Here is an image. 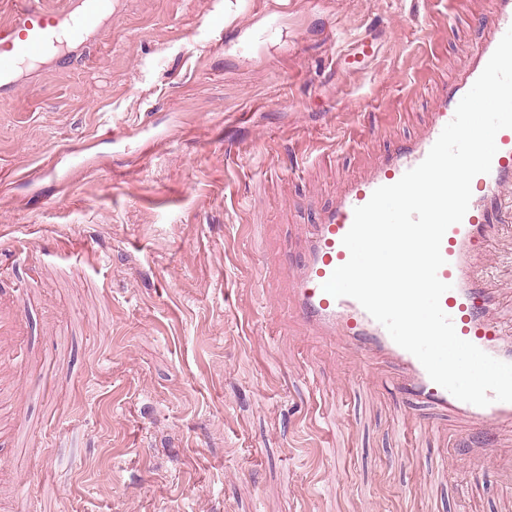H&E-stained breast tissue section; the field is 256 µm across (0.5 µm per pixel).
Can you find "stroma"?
Masks as SVG:
<instances>
[{"mask_svg": "<svg viewBox=\"0 0 512 512\" xmlns=\"http://www.w3.org/2000/svg\"><path fill=\"white\" fill-rule=\"evenodd\" d=\"M493 10L121 0L0 99V512H512V435L457 447L465 418L286 315L307 226ZM474 264L512 308V208ZM379 38L374 33H367L357 38L348 50L342 54L339 66L343 70L351 71L361 67L369 58L380 50Z\"/></svg>", "mask_w": 512, "mask_h": 512, "instance_id": "stroma-1", "label": "stroma"}]
</instances>
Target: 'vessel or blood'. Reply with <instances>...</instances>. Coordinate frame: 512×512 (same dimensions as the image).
Instances as JSON below:
<instances>
[{"label": "vessel or blood", "mask_w": 512, "mask_h": 512, "mask_svg": "<svg viewBox=\"0 0 512 512\" xmlns=\"http://www.w3.org/2000/svg\"><path fill=\"white\" fill-rule=\"evenodd\" d=\"M12 2L9 21L0 24V98L17 92L23 71L64 63L74 45L99 36L114 7L113 0H65L60 7L52 0ZM511 28L512 0H496L487 37L466 51L462 71L442 90L428 125L416 138L402 143L370 175L347 184L323 223L311 225L303 257L288 274L292 311L309 332L322 338H340L343 348L357 353L363 362L386 360L397 386L416 404L464 416L478 433L512 431V403L495 401L478 407L457 399L433 382L418 359L398 346L355 299L334 297L323 286L350 257L342 239L352 226L355 208L365 205L378 187L396 183L426 158L452 120L458 103ZM380 47L376 34H365L342 54L339 65L347 71L358 69ZM496 145L490 172L472 181V197L462 222L452 225L442 239L445 263L438 277L448 283L449 289L442 295L440 306L459 337L500 361L512 363V336H504L501 324L493 317L491 298L472 263L473 256L486 248L502 206L512 195V129L499 131Z\"/></svg>", "instance_id": "b4317fda"}]
</instances>
